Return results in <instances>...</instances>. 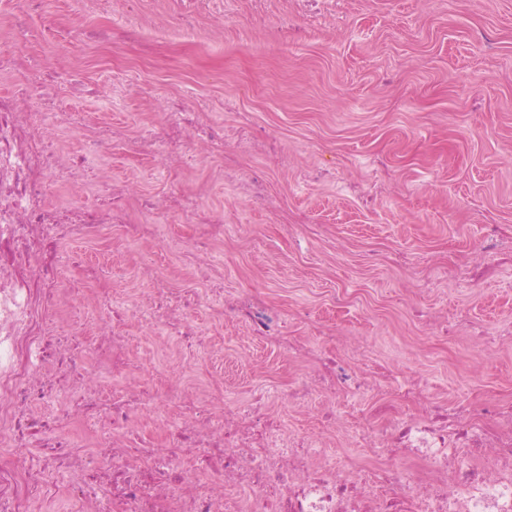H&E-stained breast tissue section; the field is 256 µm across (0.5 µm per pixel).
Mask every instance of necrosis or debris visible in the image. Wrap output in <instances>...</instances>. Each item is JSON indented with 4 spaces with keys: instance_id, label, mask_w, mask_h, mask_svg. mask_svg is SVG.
Listing matches in <instances>:
<instances>
[{
    "instance_id": "necrosis-or-debris-1",
    "label": "necrosis or debris",
    "mask_w": 512,
    "mask_h": 512,
    "mask_svg": "<svg viewBox=\"0 0 512 512\" xmlns=\"http://www.w3.org/2000/svg\"><path fill=\"white\" fill-rule=\"evenodd\" d=\"M111 24L91 30L103 47L114 41L150 51L148 24L130 14V0H112ZM54 63L38 77H17L0 94V512H54L66 499L71 512H512V401L491 399L449 411L426 380L357 379L341 358L322 359L318 346L287 336L288 321L256 294H228L214 277L211 252L224 238V219L196 201L172 204L142 197L140 219L128 212L131 181L112 183L108 201L72 207L92 157L112 147L111 126L101 123L85 153L65 149L56 134L80 129L86 115L52 106L64 72ZM223 152L224 126L207 105L184 102L164 115L160 131L127 142L130 156L182 161L189 147ZM176 208L193 237L194 270L205 298L173 295L145 262L135 277L148 292L123 298L90 290L101 269L83 266L66 277L57 250L79 241L115 247L155 236L157 214ZM209 302L243 319L256 339L284 353L319 362L317 380L261 389L243 400L210 380H182L189 362L205 355V341L190 317ZM85 320L61 333L67 314ZM137 317L179 345L176 361L160 367L164 382H140L141 365L122 333ZM111 391H104V382ZM358 397L390 392L375 414L379 439L399 449L358 474L314 451L315 440L291 431L271 408L287 402H322L331 428L343 425L337 391ZM57 403L46 415L48 403ZM98 449L88 467L84 448Z\"/></svg>"
}]
</instances>
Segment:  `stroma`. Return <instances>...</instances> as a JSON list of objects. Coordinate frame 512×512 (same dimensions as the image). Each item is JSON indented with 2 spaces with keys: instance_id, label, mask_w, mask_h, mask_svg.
<instances>
[{
  "instance_id": "stroma-1",
  "label": "stroma",
  "mask_w": 512,
  "mask_h": 512,
  "mask_svg": "<svg viewBox=\"0 0 512 512\" xmlns=\"http://www.w3.org/2000/svg\"><path fill=\"white\" fill-rule=\"evenodd\" d=\"M50 9L69 27L112 16L108 0ZM191 10L197 43L182 46L173 27ZM139 14L178 46L146 68L121 44L113 65L99 63L71 27L46 45L38 17L14 41L25 69L62 61L95 87L129 88L112 103L56 87L59 108L106 118L116 134L75 205L102 202L106 179L130 170L138 190L200 199L224 216L214 251L226 292L261 295L290 316L289 335L337 349L354 375L425 377L452 404L512 400V344L481 349L469 337L473 324L494 336L512 329V260L478 286L448 274L469 261L484 225L512 236V0H139ZM178 97L209 101L237 174L263 179L264 205L221 176L217 155L169 167L128 158L124 135L159 122ZM145 251L172 287H193L191 242L172 222L113 252L114 296ZM192 319L210 340L209 370L234 396L317 373L236 319L203 306Z\"/></svg>"
}]
</instances>
